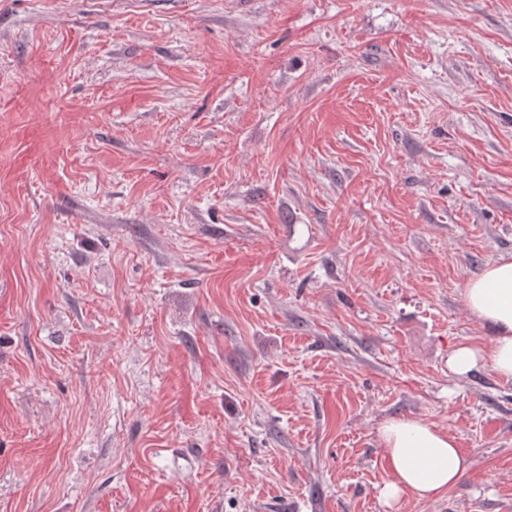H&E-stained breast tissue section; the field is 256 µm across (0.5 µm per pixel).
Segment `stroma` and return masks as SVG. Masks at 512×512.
<instances>
[{"instance_id": "obj_1", "label": "stroma", "mask_w": 512, "mask_h": 512, "mask_svg": "<svg viewBox=\"0 0 512 512\" xmlns=\"http://www.w3.org/2000/svg\"><path fill=\"white\" fill-rule=\"evenodd\" d=\"M511 255L512 0H0V512H512ZM471 314L492 325L496 336L487 348L462 344L448 358V369L457 376L478 367H489L512 378V256L500 257L472 278L464 291ZM390 478L379 497L391 509L402 499H437L466 472L471 462L450 434L414 419L392 420L381 429Z\"/></svg>"}]
</instances>
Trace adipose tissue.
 <instances>
[{
	"instance_id": "adipose-tissue-1",
	"label": "adipose tissue",
	"mask_w": 512,
	"mask_h": 512,
	"mask_svg": "<svg viewBox=\"0 0 512 512\" xmlns=\"http://www.w3.org/2000/svg\"><path fill=\"white\" fill-rule=\"evenodd\" d=\"M471 314L492 325L489 347L458 346L448 358L451 373L463 376L488 367L512 378V256L500 257L472 278L464 291ZM390 478L379 496L391 508L408 496L437 499L466 472L471 462L450 434L414 419L392 420L381 429Z\"/></svg>"
}]
</instances>
